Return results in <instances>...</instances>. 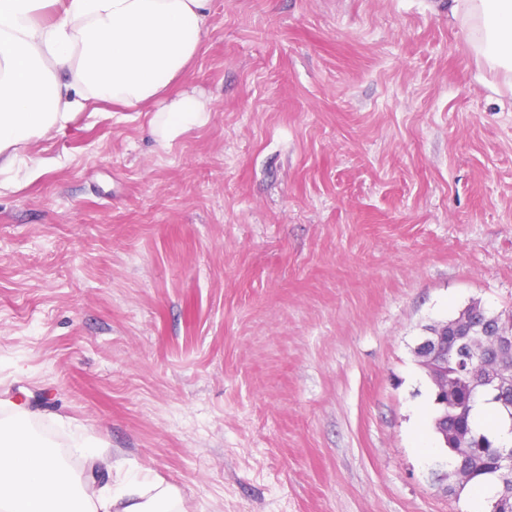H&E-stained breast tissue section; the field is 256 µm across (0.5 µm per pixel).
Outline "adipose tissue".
Returning <instances> with one entry per match:
<instances>
[{"instance_id":"adipose-tissue-1","label":"adipose tissue","mask_w":512,"mask_h":512,"mask_svg":"<svg viewBox=\"0 0 512 512\" xmlns=\"http://www.w3.org/2000/svg\"><path fill=\"white\" fill-rule=\"evenodd\" d=\"M52 9L50 21L41 13ZM211 0H0V190L31 143L65 128L93 101L130 112L157 101L161 144L209 119L196 93L172 96L202 50ZM479 62L512 86V0H454ZM27 412L0 420V512H185L178 488L132 481L113 495L30 438Z\"/></svg>"}]
</instances>
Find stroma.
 <instances>
[{
  "label": "stroma",
  "instance_id": "35a3bbf8",
  "mask_svg": "<svg viewBox=\"0 0 512 512\" xmlns=\"http://www.w3.org/2000/svg\"><path fill=\"white\" fill-rule=\"evenodd\" d=\"M169 147L99 103L0 194V396L186 512H483L416 348L512 313V88L448 0H213ZM156 112L150 120L151 132L165 146L191 127L206 124L210 113L208 102L194 92L172 98Z\"/></svg>",
  "mask_w": 512,
  "mask_h": 512
}]
</instances>
